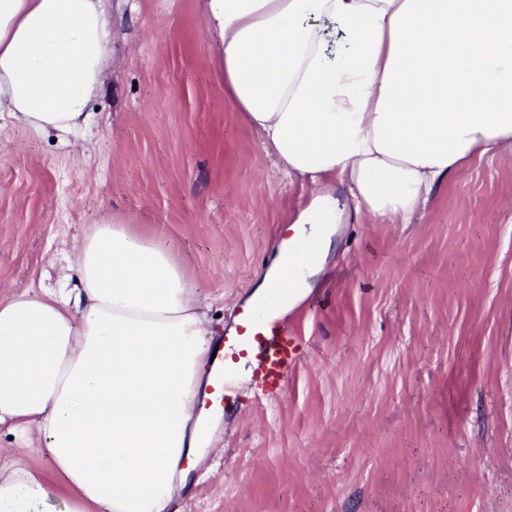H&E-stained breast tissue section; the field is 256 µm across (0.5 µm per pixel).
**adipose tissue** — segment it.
Returning <instances> with one entry per match:
<instances>
[{
  "label": "adipose tissue",
  "instance_id": "1",
  "mask_svg": "<svg viewBox=\"0 0 512 512\" xmlns=\"http://www.w3.org/2000/svg\"><path fill=\"white\" fill-rule=\"evenodd\" d=\"M224 94L308 186L298 224L347 206L404 224L464 164L512 153V0H201ZM107 0H0V102L34 133L84 131L110 59ZM77 296L0 304V424L36 429L65 512H169L196 454L210 319L170 248L115 219L74 250ZM51 486L0 466V512Z\"/></svg>",
  "mask_w": 512,
  "mask_h": 512
}]
</instances>
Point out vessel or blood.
<instances>
[{
	"mask_svg": "<svg viewBox=\"0 0 512 512\" xmlns=\"http://www.w3.org/2000/svg\"><path fill=\"white\" fill-rule=\"evenodd\" d=\"M300 346L299 336L281 315L278 299L265 301L257 308L243 312L236 330L217 344L213 375L219 383V403L225 409H233L231 392L235 367L243 361L253 368L252 384L256 397H279L289 374L299 363Z\"/></svg>",
	"mask_w": 512,
	"mask_h": 512,
	"instance_id": "1",
	"label": "vessel or blood"
}]
</instances>
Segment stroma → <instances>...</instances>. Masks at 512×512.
<instances>
[{
	"label": "stroma",
	"instance_id": "35a3bbf8",
	"mask_svg": "<svg viewBox=\"0 0 512 512\" xmlns=\"http://www.w3.org/2000/svg\"><path fill=\"white\" fill-rule=\"evenodd\" d=\"M112 68L91 132L62 143L0 106V302L67 283L94 225L170 246L212 328L250 308L307 190L273 170L224 97L200 0H110ZM288 319L284 393L212 426L180 512H512V157L467 163L406 224L364 214ZM70 498L36 431L0 463Z\"/></svg>",
	"mask_w": 512,
	"mask_h": 512
}]
</instances>
